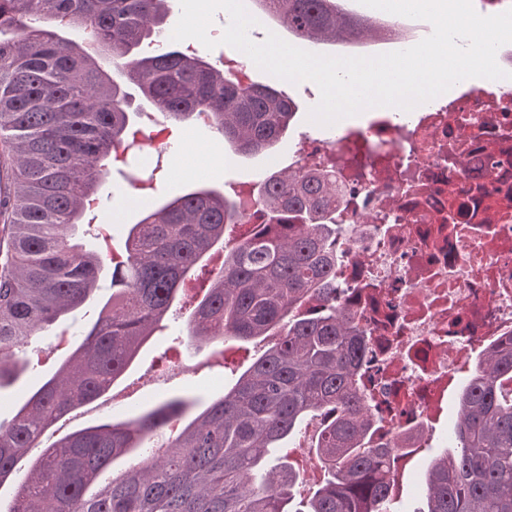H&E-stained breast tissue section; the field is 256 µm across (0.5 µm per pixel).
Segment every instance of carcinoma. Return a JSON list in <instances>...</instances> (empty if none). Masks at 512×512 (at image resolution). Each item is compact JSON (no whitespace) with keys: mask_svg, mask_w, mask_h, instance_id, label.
Returning a JSON list of instances; mask_svg holds the SVG:
<instances>
[{"mask_svg":"<svg viewBox=\"0 0 512 512\" xmlns=\"http://www.w3.org/2000/svg\"><path fill=\"white\" fill-rule=\"evenodd\" d=\"M297 38L347 43L387 25L350 17L337 0H254ZM172 0H0V389L31 362L29 340L80 310L112 270V295L56 370L0 422V486L17 483L0 512H386L390 448H367L372 421L359 391L368 344L338 300L336 180L315 170L266 177L254 201L268 223L233 240L224 264H204L224 230L244 223L246 199L195 183L149 200L125 224L119 260L86 251L76 229L112 179L114 150L137 144L134 85L169 123L195 122L235 153L269 152L294 101L226 79L166 28ZM98 55L85 53V42ZM210 274L204 294L186 285ZM194 308L187 336L199 350L260 337L266 349L235 386L190 417L197 398L69 433L23 475L17 461L74 408L126 373L178 301ZM319 419L313 456L325 477L295 501L300 473L285 444ZM180 421L176 432L168 421ZM454 452L424 474L416 512H512V340L488 348L459 396ZM127 465L92 490L118 459Z\"/></svg>","mask_w":512,"mask_h":512,"instance_id":"carcinoma-1","label":"carcinoma"}]
</instances>
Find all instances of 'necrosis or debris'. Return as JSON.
<instances>
[{
	"label": "necrosis or debris",
	"instance_id": "obj_1",
	"mask_svg": "<svg viewBox=\"0 0 512 512\" xmlns=\"http://www.w3.org/2000/svg\"><path fill=\"white\" fill-rule=\"evenodd\" d=\"M456 88L296 150L336 174V282L369 341L375 447H422L449 383L512 339V87Z\"/></svg>",
	"mask_w": 512,
	"mask_h": 512
}]
</instances>
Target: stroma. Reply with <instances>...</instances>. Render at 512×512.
<instances>
[{"label":"stroma","mask_w":512,"mask_h":512,"mask_svg":"<svg viewBox=\"0 0 512 512\" xmlns=\"http://www.w3.org/2000/svg\"><path fill=\"white\" fill-rule=\"evenodd\" d=\"M257 83L284 91L296 103L298 113L287 133L277 143L271 155H241L206 129L186 124L173 131L172 138L179 147L174 154L162 155L158 165H117L112 172L113 196L95 210L96 225L136 223L140 218L139 201L130 198L132 185H149L158 199L165 200L180 193L198 180H206L216 189L248 182L259 183L272 172L287 169L295 143L300 134L314 133L316 127L308 121L309 110L319 99L320 92L309 83L292 84L256 71ZM188 317L187 310H178L174 321L158 330L149 346L123 381L97 401L83 405L67 415L60 428L68 433L96 424L110 417L131 414L138 406L170 394L195 392L204 400L230 388L246 369L254 355L262 353L265 345L260 341L233 349L224 366L209 363V349H194L181 330ZM461 391L459 385L448 388L444 397V411L434 424L424 453L407 465L402 478V494L392 505L393 512H416L420 505L416 486L428 464L447 445L446 435L456 421V402Z\"/></svg>","instance_id":"stroma-1"}]
</instances>
